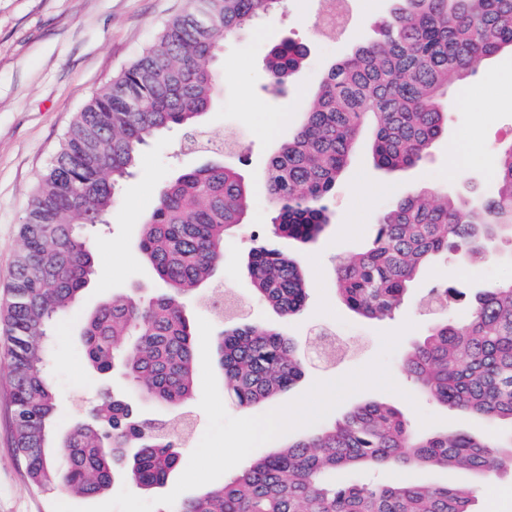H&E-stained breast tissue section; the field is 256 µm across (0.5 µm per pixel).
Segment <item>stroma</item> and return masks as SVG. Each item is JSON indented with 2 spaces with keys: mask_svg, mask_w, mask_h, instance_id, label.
<instances>
[{
  "mask_svg": "<svg viewBox=\"0 0 512 512\" xmlns=\"http://www.w3.org/2000/svg\"><path fill=\"white\" fill-rule=\"evenodd\" d=\"M186 5L187 0H0V302L6 297L22 247L20 219L62 136L90 99ZM389 7L390 0H365L351 31L332 47L316 37L312 14L304 12L297 0H286L279 13L258 18L246 31L225 39L216 61L221 78L214 104L202 117L199 132L218 140L227 129L238 126L245 132L242 146L225 156L215 150L190 148L186 132L174 127L142 149L134 173L116 191L107 224L90 233L95 273L52 341L50 382L59 399V431H67L88 411L104 386L78 339L80 319L112 294L155 287L154 275L136 249L142 224L170 177L219 157L238 167L252 203L242 224L224 242V260L214 287L245 300L240 321L279 329L306 346L319 332L330 331L337 334L341 347L330 363L306 353L302 378L276 399L247 410L229 402L227 413L236 418L267 413L302 396L316 381H329L366 366L381 352L382 333L410 321L413 329L404 333L388 359L398 392L359 391L336 406L327 422L341 420L358 403L378 401L401 410L412 429L421 434H484L492 430V423L484 419L440 407L417 395L401 362L423 341L433 322L462 320L476 291L512 280L511 239L495 245L475 276L455 255L435 259L413 282L404 305L384 320H370L349 310L336 294L333 272L351 253L370 245L379 214L400 197L419 190L435 198L456 194L466 189L470 177L476 178L481 191H490L496 155L512 145V54L504 52L486 60L480 73L466 80L465 106L449 111L447 135L434 144L421 166L397 172L376 169L367 144H360L328 200L332 220L324 232L304 245L273 234L276 207L266 184L270 157L299 123L308 98L330 65L349 53L358 40L374 36L377 21ZM284 38L304 43L310 54L293 83L278 93L271 87L264 56L272 43ZM461 147L468 161L450 167L449 156ZM270 240L300 262L308 282L306 306L290 319L282 318L255 296L245 273L249 251ZM446 285L457 289V299L442 311H426L429 292ZM424 413L434 416V424L422 425ZM12 415L8 343L0 335V512H52L57 502L91 507L111 500L114 492L125 487L151 500L175 486L170 480L144 490L120 477L110 492L94 497L28 488L24 464L14 447ZM402 474L419 484L475 482L478 512H486L491 501L497 504L496 512H512V472L508 470L495 479L476 482L469 473L454 469L412 468L403 473L382 466L358 470L350 479L385 485Z\"/></svg>",
  "mask_w": 512,
  "mask_h": 512,
  "instance_id": "obj_1",
  "label": "stroma"
}]
</instances>
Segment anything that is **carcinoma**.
Wrapping results in <instances>:
<instances>
[{
    "label": "carcinoma",
    "mask_w": 512,
    "mask_h": 512,
    "mask_svg": "<svg viewBox=\"0 0 512 512\" xmlns=\"http://www.w3.org/2000/svg\"><path fill=\"white\" fill-rule=\"evenodd\" d=\"M284 2L188 0L78 113L41 174L19 225L22 248L0 316L10 342L15 450L28 487L96 496L112 488L122 463L128 478L150 490L179 468L168 421L136 418L108 388L90 414L53 443L52 336L94 274L87 230L112 211L117 187L132 175L142 147L172 127L199 128L219 80L212 63L224 36ZM378 29V40L356 44L331 65L301 124L269 161L277 237L307 243L323 232L330 223L327 199L364 134L380 170L424 160L447 132L444 93L463 87L484 60L512 49V0H392ZM307 56V47L291 39L267 52L276 90ZM493 182L489 195H446L432 203L414 192L382 211L372 244L337 269L345 305L365 317H387L432 259L465 253L470 264L482 262L498 234L512 231V147L498 155ZM250 202L242 176L219 161L165 183L137 240L163 288L142 300L105 299L84 320L79 332L95 371L120 370L161 408L179 410L191 399L197 338L182 300L213 281L224 239ZM245 268L263 301L285 317L300 313L308 288L295 259L266 243L250 251ZM213 345L225 386L241 408L275 398L303 374L297 345L274 328L234 323ZM404 369L430 401L512 426V282L478 291L463 322L435 323ZM397 464L452 467L490 479L512 469V429L486 438L423 436L396 407L366 402L173 512H475L472 485L326 481L336 470Z\"/></svg>",
    "instance_id": "carcinoma-1"
}]
</instances>
